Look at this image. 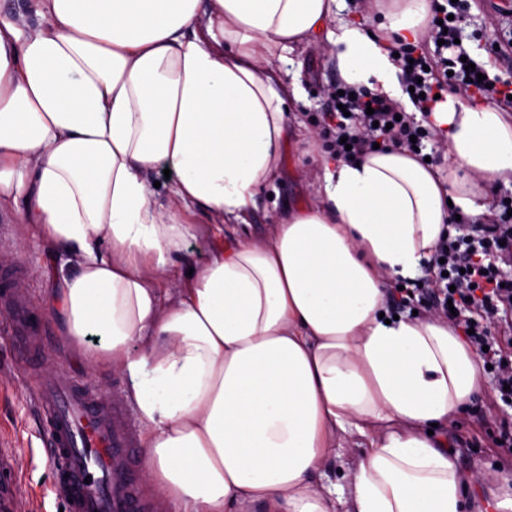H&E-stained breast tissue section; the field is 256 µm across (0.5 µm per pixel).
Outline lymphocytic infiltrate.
<instances>
[{"label":"lymphocytic infiltrate","mask_w":512,"mask_h":512,"mask_svg":"<svg viewBox=\"0 0 512 512\" xmlns=\"http://www.w3.org/2000/svg\"><path fill=\"white\" fill-rule=\"evenodd\" d=\"M468 7V0H455L452 10H432L427 38L433 48H396L409 98L422 113L433 111L439 94L478 93L503 104L512 98L511 81L481 82L466 67L465 51L456 38ZM332 101L335 108L327 115L324 135L340 157L352 158L376 145L411 151L433 136L383 94L336 95ZM498 207L493 223L475 225L467 235L441 236L418 294L436 313L468 330L469 343L505 387L502 401L512 404V354L507 351L512 345V274L504 270L512 263V194L501 197ZM498 327L505 331L499 342L492 336Z\"/></svg>","instance_id":"obj_1"}]
</instances>
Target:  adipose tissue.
<instances>
[{
  "label": "adipose tissue",
  "instance_id": "adipose-tissue-1",
  "mask_svg": "<svg viewBox=\"0 0 512 512\" xmlns=\"http://www.w3.org/2000/svg\"><path fill=\"white\" fill-rule=\"evenodd\" d=\"M30 8L33 27L0 12V205L61 252L51 304L127 379L153 428L146 481L190 512H464L467 480L428 429L481 394L479 360L441 315L382 314L453 210L490 217L491 186H512V122L447 95L430 116L447 171L398 147L326 156L315 203L240 233L293 135L296 47L335 46L344 83L391 93L390 49L418 43L429 0H387L383 40L342 18L346 0ZM181 208L229 239L165 294L196 232ZM340 448L357 451L343 511L320 481Z\"/></svg>",
  "mask_w": 512,
  "mask_h": 512
}]
</instances>
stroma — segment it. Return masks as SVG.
I'll return each instance as SVG.
<instances>
[{
  "instance_id": "1",
  "label": "stroma",
  "mask_w": 512,
  "mask_h": 512,
  "mask_svg": "<svg viewBox=\"0 0 512 512\" xmlns=\"http://www.w3.org/2000/svg\"><path fill=\"white\" fill-rule=\"evenodd\" d=\"M462 35L471 56L482 62L490 75L512 77V54L506 56L501 51L502 45L512 42V0H473ZM292 58V64L284 66L282 77L299 84L301 100L295 106L294 117L302 134L290 141L281 172L267 193L259 196L250 214L249 232L255 237L263 235L273 217L285 212L287 206L313 198L316 162L306 153L308 145L303 135L321 131L323 118L330 110L329 95L340 81L334 51L300 49ZM0 251L15 254V261L7 268L22 271L28 298L42 319L45 357L39 374L59 372L92 388H104L116 399H125L124 377L109 363L85 360L80 347L62 336L60 324L47 306L56 286L53 259L38 237L22 233L18 213L12 207L0 209ZM9 324L7 311L0 308V448L13 450L17 475L35 512H62L64 502L55 491V469L46 453V430L22 377L21 357L6 334ZM497 396L492 375H484L482 393L448 426V441L460 471L477 478L467 491L465 512H483L492 502L501 476L512 474V450L494 447L491 442L500 423L512 421V407L496 405Z\"/></svg>"
}]
</instances>
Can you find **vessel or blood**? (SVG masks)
<instances>
[{"mask_svg":"<svg viewBox=\"0 0 512 512\" xmlns=\"http://www.w3.org/2000/svg\"><path fill=\"white\" fill-rule=\"evenodd\" d=\"M0 305L13 309L9 336L21 345L26 366H33L42 346L21 282L0 290ZM32 397L58 463L56 483L69 512H153L152 504L137 494L130 453L136 437L120 401L60 377L34 383ZM14 469L13 454L0 449V512L29 510L25 491L7 480Z\"/></svg>","mask_w":512,"mask_h":512,"instance_id":"obj_1","label":"vessel or blood"}]
</instances>
